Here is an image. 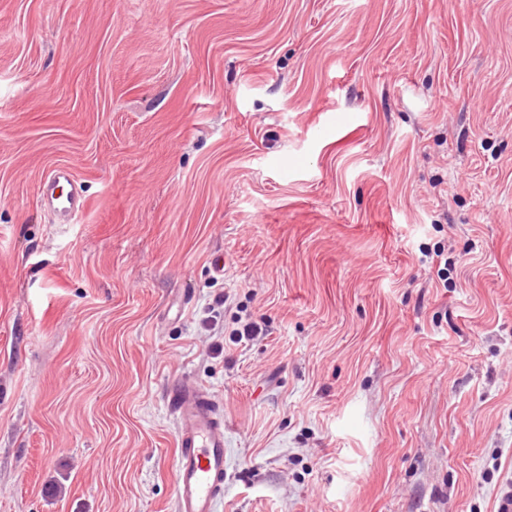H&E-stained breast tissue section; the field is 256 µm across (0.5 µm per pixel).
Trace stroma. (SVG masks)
Instances as JSON below:
<instances>
[{
	"mask_svg": "<svg viewBox=\"0 0 512 512\" xmlns=\"http://www.w3.org/2000/svg\"><path fill=\"white\" fill-rule=\"evenodd\" d=\"M179 378L218 512H497L512 0H0V512H176ZM62 183L71 187L66 193H57ZM42 205L56 217L59 224H71L85 209V197L76 186L72 169L67 165H56L46 176L42 189ZM167 399L177 422L178 512H216L224 497V411L211 393L188 381H174Z\"/></svg>",
	"mask_w": 512,
	"mask_h": 512,
	"instance_id": "1",
	"label": "stroma"
}]
</instances>
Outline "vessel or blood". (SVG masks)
<instances>
[{"instance_id": "vessel-or-blood-1", "label": "vessel or blood", "mask_w": 512, "mask_h": 512, "mask_svg": "<svg viewBox=\"0 0 512 512\" xmlns=\"http://www.w3.org/2000/svg\"><path fill=\"white\" fill-rule=\"evenodd\" d=\"M69 166H55L46 176L42 205L58 223L70 224L84 211L85 198ZM177 422L174 491L178 512H216L224 496V411L200 386L177 380L167 394Z\"/></svg>"}]
</instances>
